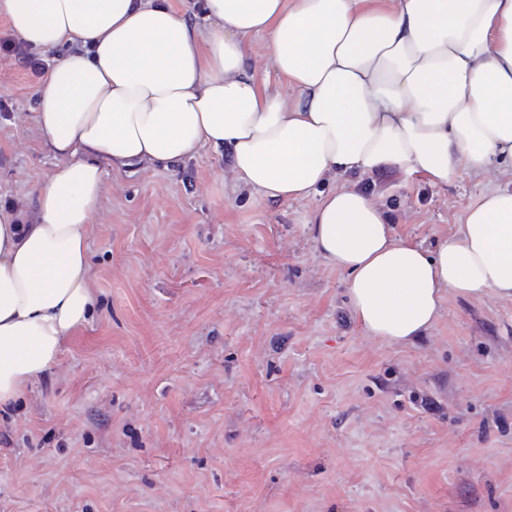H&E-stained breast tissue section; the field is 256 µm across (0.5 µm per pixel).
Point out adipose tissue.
I'll return each mask as SVG.
<instances>
[{
	"label": "adipose tissue",
	"mask_w": 512,
	"mask_h": 512,
	"mask_svg": "<svg viewBox=\"0 0 512 512\" xmlns=\"http://www.w3.org/2000/svg\"><path fill=\"white\" fill-rule=\"evenodd\" d=\"M211 25L159 0H0L32 46L65 47L36 90L59 163L36 221L0 211V405L45 377L93 310L86 232L101 161L184 162L202 147L272 200L326 176L400 167L453 183L512 162V0H207ZM266 41L294 101L266 92L245 53ZM316 251L346 276L368 336H424L445 294L512 299V189L488 187L456 236L429 252L395 239L363 193L312 212Z\"/></svg>",
	"instance_id": "obj_1"
}]
</instances>
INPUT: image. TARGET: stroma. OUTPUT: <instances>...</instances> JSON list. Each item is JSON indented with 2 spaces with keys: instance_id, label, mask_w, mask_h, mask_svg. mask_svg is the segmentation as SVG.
<instances>
[{
  "instance_id": "35a3bbf8",
  "label": "stroma",
  "mask_w": 512,
  "mask_h": 512,
  "mask_svg": "<svg viewBox=\"0 0 512 512\" xmlns=\"http://www.w3.org/2000/svg\"><path fill=\"white\" fill-rule=\"evenodd\" d=\"M245 52L294 100L266 43ZM39 76L0 56V206L35 221L58 160ZM201 148L170 167L104 163L87 231L95 308L46 379L0 410V512H512V299L446 295L420 340L370 337L308 233L364 191L395 239L453 237L512 164L449 185L393 168L264 198Z\"/></svg>"
}]
</instances>
